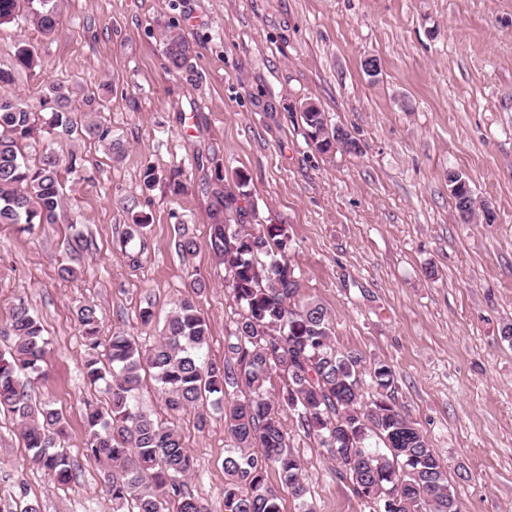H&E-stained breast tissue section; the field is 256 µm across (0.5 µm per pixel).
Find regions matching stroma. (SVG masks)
Listing matches in <instances>:
<instances>
[{"mask_svg": "<svg viewBox=\"0 0 512 512\" xmlns=\"http://www.w3.org/2000/svg\"><path fill=\"white\" fill-rule=\"evenodd\" d=\"M60 24L0 26L11 93L37 101L53 82L100 98L120 154L62 142L82 156L62 174L58 223L28 233L0 224V321L25 298L50 341L33 397L63 413L75 480L54 486L28 461L0 412V504L40 512H115L99 466L84 454L85 347L73 310L97 305L102 332L152 344L176 302L197 298L210 322L207 356L223 362L240 308L207 242L214 193L249 177L245 226L282 224L299 295L318 300L338 350L362 358L365 400L374 363L394 368L397 405L448 469L461 512H512V0H57ZM193 43L196 84L170 73L164 27ZM40 65L17 66L19 42ZM381 72L370 78L365 57ZM312 101L360 153H321L300 112ZM153 168L158 181L143 186ZM465 174L497 220L463 223L448 191ZM179 182L173 194L169 181ZM150 224L129 238L133 216ZM83 232L90 249L74 259ZM193 253L179 250L181 236ZM138 254L131 267L129 254ZM79 274L62 279V265ZM151 307V324L139 311ZM176 424L195 459L188 489L224 512V419L195 410ZM294 447L316 512H365L325 449Z\"/></svg>", "mask_w": 512, "mask_h": 512, "instance_id": "obj_1", "label": "stroma"}]
</instances>
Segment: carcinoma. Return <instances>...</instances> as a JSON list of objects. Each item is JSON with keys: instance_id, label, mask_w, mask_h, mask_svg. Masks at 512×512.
Listing matches in <instances>:
<instances>
[{"instance_id": "cac0c4a2", "label": "carcinoma", "mask_w": 512, "mask_h": 512, "mask_svg": "<svg viewBox=\"0 0 512 512\" xmlns=\"http://www.w3.org/2000/svg\"><path fill=\"white\" fill-rule=\"evenodd\" d=\"M22 11L41 33L58 29L54 0H0V26ZM193 53L183 34H165L168 71L191 85ZM16 59L27 69L39 65L27 42L18 43ZM12 81L10 72L0 70V224H21L31 233L57 223L65 206L55 145L75 137L95 139L117 155L121 149L105 126L104 105L85 110L68 87L54 84L39 101L51 109L45 120L36 106L1 93ZM303 118L318 149L328 152L336 128H327L322 112H305ZM36 135L49 145L32 160L22 144ZM247 185V175L236 173L234 189L216 192L213 205L209 248L228 271L230 294L243 310L224 363L206 359L209 323L192 296L178 302L148 348L124 333L103 336L95 304L74 310L87 352L84 377L105 395L103 402H84L85 452L102 464L112 503L127 512H168L172 503L176 512H202L186 487L194 459L176 425L136 405L142 374L148 373L172 416L189 407L224 406V428L234 443L224 457V512H280L279 496L268 482L271 470L302 512H315L293 435L281 420L286 410L298 431L326 450L354 494L377 506L373 512H460L445 464L387 393L393 368L374 364L381 392L361 402V357L336 349L331 319L319 302L298 298L285 227L260 224L247 232L238 221L237 195ZM5 325L12 343L0 352V409L15 416L30 461L55 485L66 486L74 465L62 444L63 415L34 402L28 391L43 375L49 340L22 299ZM273 372L282 382L276 396L267 387Z\"/></svg>"}]
</instances>
